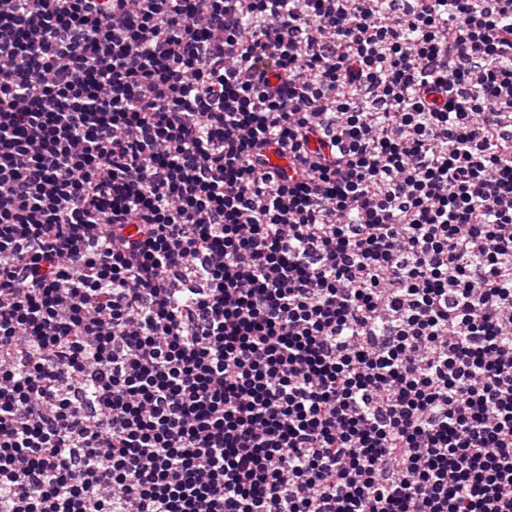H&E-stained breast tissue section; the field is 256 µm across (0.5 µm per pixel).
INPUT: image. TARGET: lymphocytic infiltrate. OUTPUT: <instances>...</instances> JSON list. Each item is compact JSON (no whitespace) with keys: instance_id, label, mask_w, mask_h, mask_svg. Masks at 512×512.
Segmentation results:
<instances>
[{"instance_id":"obj_1","label":"lymphocytic infiltrate","mask_w":512,"mask_h":512,"mask_svg":"<svg viewBox=\"0 0 512 512\" xmlns=\"http://www.w3.org/2000/svg\"><path fill=\"white\" fill-rule=\"evenodd\" d=\"M380 2L0 0V512H512V0Z\"/></svg>"}]
</instances>
